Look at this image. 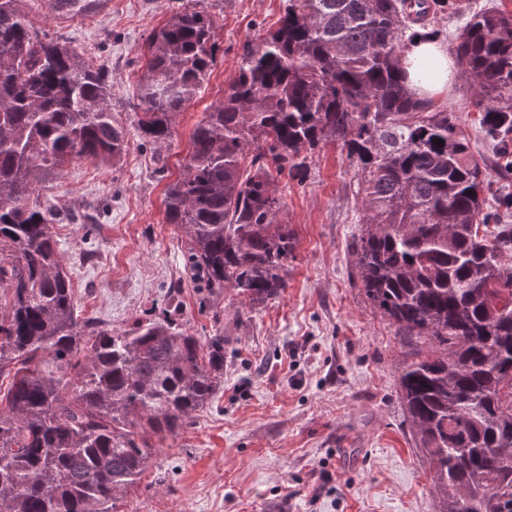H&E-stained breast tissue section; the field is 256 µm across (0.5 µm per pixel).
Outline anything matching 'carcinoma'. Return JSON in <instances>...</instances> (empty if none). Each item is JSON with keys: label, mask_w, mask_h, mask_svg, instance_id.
I'll list each match as a JSON object with an SVG mask.
<instances>
[{"label": "carcinoma", "mask_w": 512, "mask_h": 512, "mask_svg": "<svg viewBox=\"0 0 512 512\" xmlns=\"http://www.w3.org/2000/svg\"><path fill=\"white\" fill-rule=\"evenodd\" d=\"M23 2L0 0V512H115L149 465L151 438L186 428L223 389L224 337L204 345L170 318L122 332L80 318L57 214L32 195L73 161L119 159L129 136L102 68L35 31ZM439 14L468 16L452 53L484 137L512 169L511 12L286 0L195 126L165 218L208 287L251 305L275 299L295 246L276 176L302 177L325 144L345 151L361 200L356 278L409 348L401 403L437 512L461 497L468 512H512V224L481 231L494 219L492 174L453 109L418 96L400 66L413 36L440 37ZM217 52L204 10L151 32L136 84L142 138L167 141Z\"/></svg>", "instance_id": "cac0c4a2"}]
</instances>
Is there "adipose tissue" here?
<instances>
[{"mask_svg": "<svg viewBox=\"0 0 512 512\" xmlns=\"http://www.w3.org/2000/svg\"><path fill=\"white\" fill-rule=\"evenodd\" d=\"M401 65L410 87L419 95L436 96L447 90L457 68L446 47L434 40L412 41L404 51Z\"/></svg>", "mask_w": 512, "mask_h": 512, "instance_id": "ef3b65f1", "label": "adipose tissue"}]
</instances>
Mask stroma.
Wrapping results in <instances>:
<instances>
[{"label":"stroma","instance_id":"1","mask_svg":"<svg viewBox=\"0 0 512 512\" xmlns=\"http://www.w3.org/2000/svg\"><path fill=\"white\" fill-rule=\"evenodd\" d=\"M80 14L25 0L32 27L93 56L109 73L112 110L130 146L114 165L69 164L35 191L53 206L63 265L81 317L115 331L171 315L200 341L224 337V388L179 434L155 438L138 487L116 512H436L432 469L399 400L404 349L354 284L359 233L355 170L333 144L306 178H277L296 236L288 286L260 306L205 288L187 238L165 219L170 179L204 112L223 98L245 42L276 27L285 0H200L219 51L202 92L173 120L168 142L138 133L136 78L145 42L182 0H89ZM442 99L481 165L495 158L474 91L457 78Z\"/></svg>","mask_w":512,"mask_h":512}]
</instances>
